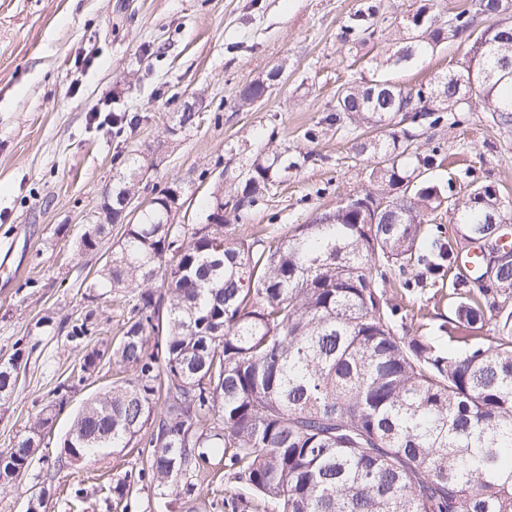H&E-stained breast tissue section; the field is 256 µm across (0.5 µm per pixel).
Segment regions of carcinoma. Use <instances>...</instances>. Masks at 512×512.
Returning <instances> with one entry per match:
<instances>
[{
	"instance_id": "obj_1",
	"label": "carcinoma",
	"mask_w": 512,
	"mask_h": 512,
	"mask_svg": "<svg viewBox=\"0 0 512 512\" xmlns=\"http://www.w3.org/2000/svg\"><path fill=\"white\" fill-rule=\"evenodd\" d=\"M419 9L417 39L399 49L412 67L446 35L473 38L469 64L445 75L437 107L430 86L405 89L388 78L386 96L373 85L338 90L332 111L373 133L357 153L373 159L365 195L405 200L413 222L369 223L344 206L274 237L261 248L234 237L294 163L275 147L230 184L221 224H165L156 208L125 225L111 262L91 287L137 291L110 358L130 372L88 400L63 442L67 463L114 448L137 449L138 479L163 495L191 493L207 481L201 464L219 455L224 473L254 496L257 512H512V261L478 282L485 255L466 249L456 227L494 240L508 230L485 223V208L450 200L452 186L416 179L439 167L394 127L424 115L436 126L462 111L461 94L486 112L512 120V0H469L448 29ZM377 6L365 4L345 38L369 33ZM492 21L477 30L476 20ZM265 97L254 81L239 94L244 108ZM146 161L132 159L121 189L138 192ZM456 225L427 224L442 206ZM105 225L89 224L80 246L98 249ZM222 250L215 253L214 242ZM448 284L456 299L450 320L398 297ZM441 320L439 335L411 330ZM92 313L78 318L70 341L90 334ZM493 324V335L477 332ZM14 356L0 363V396L19 374ZM46 418L0 451V487L29 469Z\"/></svg>"
}]
</instances>
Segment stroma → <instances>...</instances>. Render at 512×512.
<instances>
[{"instance_id":"stroma-1","label":"stroma","mask_w":512,"mask_h":512,"mask_svg":"<svg viewBox=\"0 0 512 512\" xmlns=\"http://www.w3.org/2000/svg\"><path fill=\"white\" fill-rule=\"evenodd\" d=\"M378 13L375 34L344 42L342 30L365 2ZM424 0H0V246L13 255L0 268V361L19 354L11 396L0 400V449L24 437L59 385L67 402L44 429L27 472L0 489V512H26L32 490L49 491L47 512H122L112 489L129 483L123 512H231L240 487L224 478L194 495H160L135 479L133 454L114 453L77 466L57 460L71 419L90 395L121 379L101 361L87 380V347L113 344L130 308V292L93 287L105 256L122 235L111 226L100 250L85 252V225L98 222L104 196L129 158L151 162L141 183L148 198L177 186L179 221L198 224L201 199L217 178L232 180L267 150L269 133L296 160L283 183L235 237L268 240L335 209L367 184L369 160L356 154L357 133L336 124L338 89L372 76L370 62L403 33ZM469 39L451 37L417 66L396 71L411 88L458 70ZM282 70L278 86L240 108L245 84ZM200 120L182 128L188 96ZM130 120L122 137L112 119ZM420 150L440 148L445 163L427 177L452 182L457 199L487 185L512 200V123L471 103L431 127L403 122ZM93 312L88 346L67 338L70 320Z\"/></svg>"}]
</instances>
